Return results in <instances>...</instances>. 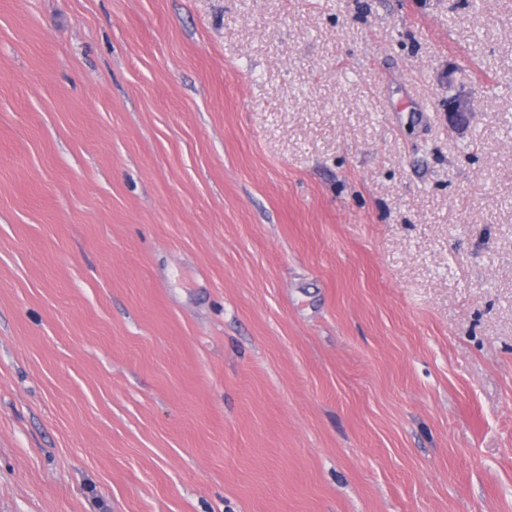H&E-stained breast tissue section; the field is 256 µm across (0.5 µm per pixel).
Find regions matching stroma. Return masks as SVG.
Masks as SVG:
<instances>
[{"instance_id":"1","label":"stroma","mask_w":512,"mask_h":512,"mask_svg":"<svg viewBox=\"0 0 512 512\" xmlns=\"http://www.w3.org/2000/svg\"><path fill=\"white\" fill-rule=\"evenodd\" d=\"M0 512H512V0H0Z\"/></svg>"}]
</instances>
